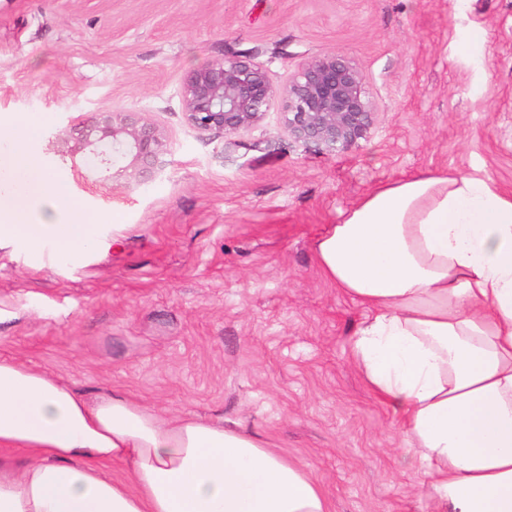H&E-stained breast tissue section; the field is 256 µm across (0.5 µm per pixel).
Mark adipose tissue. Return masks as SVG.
<instances>
[{"label": "adipose tissue", "instance_id": "adipose-tissue-1", "mask_svg": "<svg viewBox=\"0 0 512 512\" xmlns=\"http://www.w3.org/2000/svg\"><path fill=\"white\" fill-rule=\"evenodd\" d=\"M46 121L5 126L0 176L20 182L0 186V235L77 261L100 217L39 164ZM312 247L368 312L354 365L391 410L433 512H512V194L471 173L413 175L375 188ZM0 512L331 506L309 471L251 433L0 359Z\"/></svg>", "mask_w": 512, "mask_h": 512}]
</instances>
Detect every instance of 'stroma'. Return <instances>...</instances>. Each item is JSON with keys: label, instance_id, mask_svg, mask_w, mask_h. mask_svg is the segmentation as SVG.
<instances>
[{"label": "stroma", "instance_id": "35a3bbf8", "mask_svg": "<svg viewBox=\"0 0 512 512\" xmlns=\"http://www.w3.org/2000/svg\"><path fill=\"white\" fill-rule=\"evenodd\" d=\"M484 29V54L464 43ZM340 54L376 108L368 139L325 154L278 110L228 137L192 128L189 74L256 64L275 89ZM165 128L164 174L127 190L48 152L105 110ZM48 115L39 163L101 217L80 261L0 241V358L90 395L125 391L270 442L332 512H431L390 410L353 363L366 311L311 244L374 187L476 173L512 193V0H0V117Z\"/></svg>", "mask_w": 512, "mask_h": 512}]
</instances>
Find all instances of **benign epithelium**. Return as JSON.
<instances>
[{
    "label": "benign epithelium",
    "instance_id": "1",
    "mask_svg": "<svg viewBox=\"0 0 512 512\" xmlns=\"http://www.w3.org/2000/svg\"><path fill=\"white\" fill-rule=\"evenodd\" d=\"M279 101L288 136L328 152L367 138L374 124L375 107L362 74L338 55L305 61L280 93L259 66L234 59L195 70L184 89L186 119L202 132L249 131ZM48 149L71 158L78 180L94 174L102 180L120 179L127 187L154 181L168 164L164 131L138 112H97L92 120L72 124L49 139Z\"/></svg>",
    "mask_w": 512,
    "mask_h": 512
}]
</instances>
